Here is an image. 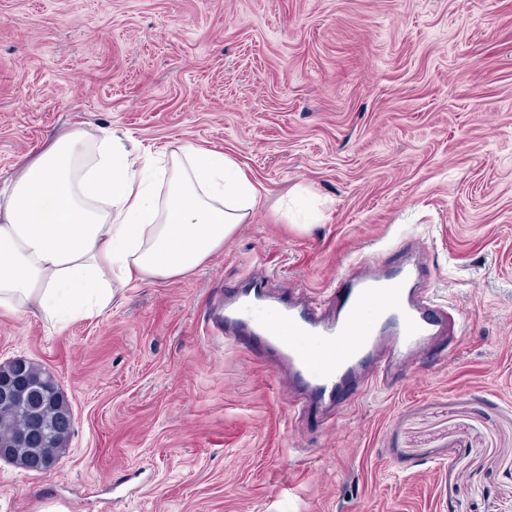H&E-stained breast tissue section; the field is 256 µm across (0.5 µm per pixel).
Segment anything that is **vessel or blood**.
Instances as JSON below:
<instances>
[{"instance_id":"1","label":"vessel or blood","mask_w":512,"mask_h":512,"mask_svg":"<svg viewBox=\"0 0 512 512\" xmlns=\"http://www.w3.org/2000/svg\"><path fill=\"white\" fill-rule=\"evenodd\" d=\"M421 270L405 260L389 265L356 258L337 278L327 316L290 302L269 303L249 278L234 289L224 323L236 342L279 352L287 361L300 394L293 406L302 414L311 402L339 399L358 380L392 386L434 351L437 340L457 348L460 311L431 308L413 286Z\"/></svg>"}]
</instances>
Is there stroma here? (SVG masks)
Masks as SVG:
<instances>
[{
    "label": "stroma",
    "instance_id": "35a3bbf8",
    "mask_svg": "<svg viewBox=\"0 0 512 512\" xmlns=\"http://www.w3.org/2000/svg\"><path fill=\"white\" fill-rule=\"evenodd\" d=\"M75 129L222 151L261 202L102 314L0 307L73 418L51 472L0 461V512H512V0H0V187ZM416 243L463 342L334 424L206 332L244 274L319 304Z\"/></svg>",
    "mask_w": 512,
    "mask_h": 512
}]
</instances>
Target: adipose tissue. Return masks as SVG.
<instances>
[{
	"label": "adipose tissue",
	"instance_id": "ef3b65f1",
	"mask_svg": "<svg viewBox=\"0 0 512 512\" xmlns=\"http://www.w3.org/2000/svg\"><path fill=\"white\" fill-rule=\"evenodd\" d=\"M259 202L223 152L73 130L0 190V306L62 326L101 313L116 289L196 268Z\"/></svg>",
	"mask_w": 512,
	"mask_h": 512
}]
</instances>
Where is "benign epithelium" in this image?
<instances>
[{
    "instance_id": "benign-epithelium-1",
    "label": "benign epithelium",
    "mask_w": 512,
    "mask_h": 512,
    "mask_svg": "<svg viewBox=\"0 0 512 512\" xmlns=\"http://www.w3.org/2000/svg\"><path fill=\"white\" fill-rule=\"evenodd\" d=\"M36 387L41 390V410L34 413L27 428L5 437L0 435V460L18 461L17 449L29 447L30 435L44 430L47 426L46 414L50 412L63 420L62 427L55 432L57 440L54 449L47 453L40 451L30 460L21 461V467L44 473L53 470L61 458L60 448L64 447V436L71 422L69 403L55 377L45 376L29 359L16 357L0 364L1 413L24 401L28 390Z\"/></svg>"
}]
</instances>
